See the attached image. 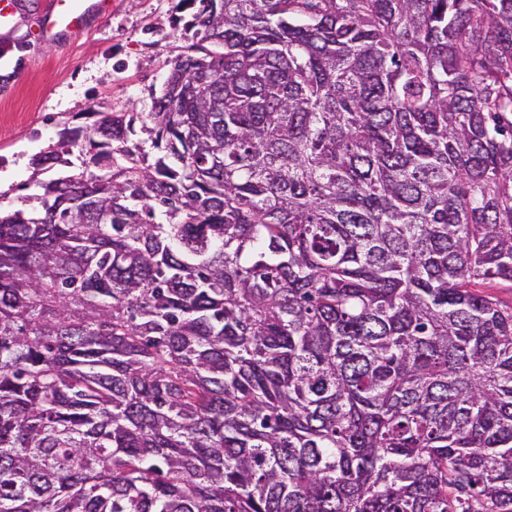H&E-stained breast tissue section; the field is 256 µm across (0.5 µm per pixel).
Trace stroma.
Masks as SVG:
<instances>
[{
	"label": "stroma",
	"instance_id": "obj_1",
	"mask_svg": "<svg viewBox=\"0 0 512 512\" xmlns=\"http://www.w3.org/2000/svg\"><path fill=\"white\" fill-rule=\"evenodd\" d=\"M16 26L0 30V207H31L33 158L63 129L92 126L102 112L143 116L162 93L188 41L192 11L181 0H112L88 31L42 38L46 0H20Z\"/></svg>",
	"mask_w": 512,
	"mask_h": 512
}]
</instances>
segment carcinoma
Instances as JSON below:
<instances>
[{"label": "carcinoma", "instance_id": "carcinoma-1", "mask_svg": "<svg viewBox=\"0 0 512 512\" xmlns=\"http://www.w3.org/2000/svg\"><path fill=\"white\" fill-rule=\"evenodd\" d=\"M182 2L0 211V512H512V0Z\"/></svg>", "mask_w": 512, "mask_h": 512}]
</instances>
